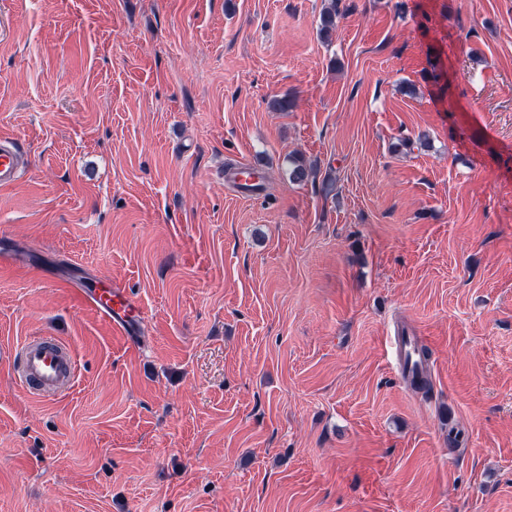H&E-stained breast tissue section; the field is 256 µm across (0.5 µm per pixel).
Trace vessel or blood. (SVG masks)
<instances>
[{"label": "vessel or blood", "mask_w": 512, "mask_h": 512, "mask_svg": "<svg viewBox=\"0 0 512 512\" xmlns=\"http://www.w3.org/2000/svg\"><path fill=\"white\" fill-rule=\"evenodd\" d=\"M24 171L23 155L18 146L11 139L1 137L0 186L13 184ZM226 181L239 195L256 198L262 193L258 177L248 174L246 162H238L232 171L227 172ZM80 294L115 331L127 337L138 335L136 306L124 288H84ZM390 346L401 376L410 378L422 370L415 337H394ZM8 363L19 386L43 401L54 400L70 389L77 368L69 346L59 337L46 334L26 337L15 345Z\"/></svg>", "instance_id": "1"}]
</instances>
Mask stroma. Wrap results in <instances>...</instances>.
<instances>
[{
    "mask_svg": "<svg viewBox=\"0 0 512 512\" xmlns=\"http://www.w3.org/2000/svg\"><path fill=\"white\" fill-rule=\"evenodd\" d=\"M329 2L0 0V512H512V0ZM25 172L23 155L18 146L6 137L0 138V186L13 184ZM248 168L246 162L240 161L230 172H225L226 182L232 187L233 191L239 195L248 198H257L262 194V182L256 175L247 174ZM79 291L83 300L110 323L115 331L129 339L140 334L136 306L125 288L109 284L106 290L79 288ZM15 381L29 395L52 401L72 386L76 360L69 346L57 336H28L9 355ZM390 346L401 376L409 379L427 367L421 363L419 344L415 336H395L390 340Z\"/></svg>",
    "mask_w": 512,
    "mask_h": 512,
    "instance_id": "35a3bbf8",
    "label": "stroma"
}]
</instances>
